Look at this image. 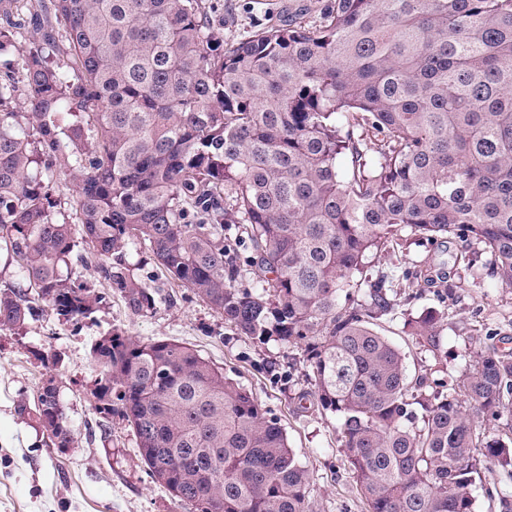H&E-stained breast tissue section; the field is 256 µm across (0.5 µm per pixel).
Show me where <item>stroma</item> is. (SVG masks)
Listing matches in <instances>:
<instances>
[{"instance_id":"1","label":"stroma","mask_w":512,"mask_h":512,"mask_svg":"<svg viewBox=\"0 0 512 512\" xmlns=\"http://www.w3.org/2000/svg\"><path fill=\"white\" fill-rule=\"evenodd\" d=\"M300 0H223L225 40L249 32L254 18L279 13ZM467 249L459 240H416L397 258L377 255L374 275L398 279L417 272L410 299L401 300L398 315L384 317L379 329L406 356L408 374L435 365L405 327V315L434 307L446 314L441 345L447 369L459 376L474 352L483 349L490 329L507 334L512 349V288L501 285L489 255L467 266ZM136 275L155 292L148 311L131 310L94 269L76 268L103 301L81 322H70L41 308L23 334L0 330V512H189L154 481L141 460L135 438L121 420L99 421L85 394L98 369L91 354L95 340L119 331L137 340L171 339L199 350L226 375L251 390L266 417L279 422L300 461L311 474V512H364L337 441L338 420L317 408L301 409L295 395L306 386L303 352L272 342L258 345L237 335L224 318L188 288L162 276L146 248L131 250ZM460 282L454 297L444 285ZM57 356L44 367L40 356ZM55 375L60 399L74 434L69 448L45 444L35 421L19 412L20 402H34L46 375Z\"/></svg>"}]
</instances>
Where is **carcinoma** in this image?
<instances>
[{
    "label": "carcinoma",
    "instance_id": "1",
    "mask_svg": "<svg viewBox=\"0 0 512 512\" xmlns=\"http://www.w3.org/2000/svg\"><path fill=\"white\" fill-rule=\"evenodd\" d=\"M28 15L26 106L0 75V251L39 300L88 318L102 297L71 276L79 263L153 308L126 263L142 245L239 334L303 349L300 398L338 417L366 512H476L489 465L512 479V352H476L460 379L410 377L376 329L398 306L387 277L341 304L407 230L480 247L512 288V0H323L308 23L230 42L209 0H10L0 47ZM33 319L26 293L0 289V330ZM408 325L447 361L444 312ZM92 353V410L125 423L190 512H310L286 430L198 350L114 331ZM34 412L46 442L72 446L59 392Z\"/></svg>",
    "mask_w": 512,
    "mask_h": 512
}]
</instances>
